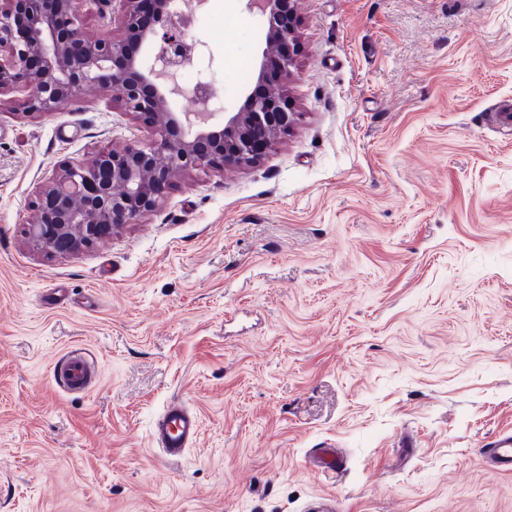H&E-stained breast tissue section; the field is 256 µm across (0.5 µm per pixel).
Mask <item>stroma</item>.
<instances>
[{"label": "stroma", "instance_id": "1", "mask_svg": "<svg viewBox=\"0 0 512 512\" xmlns=\"http://www.w3.org/2000/svg\"><path fill=\"white\" fill-rule=\"evenodd\" d=\"M295 8L290 129L70 256L25 235L37 189L151 130L92 88L35 118L0 94V512H512L478 465L512 429V0ZM208 9L189 68L235 112L266 20ZM72 349L90 393L52 379ZM174 400L201 432L171 464ZM196 412L181 404L167 406L156 420L152 438L167 462L180 460L191 448L199 434Z\"/></svg>", "mask_w": 512, "mask_h": 512}]
</instances>
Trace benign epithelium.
I'll return each mask as SVG.
<instances>
[{
	"label": "benign epithelium",
	"instance_id": "7a95c632",
	"mask_svg": "<svg viewBox=\"0 0 512 512\" xmlns=\"http://www.w3.org/2000/svg\"><path fill=\"white\" fill-rule=\"evenodd\" d=\"M89 2L0 3V93H23L28 115L34 116L72 104L80 87L95 85L153 129L150 142L69 163L39 188L26 235L58 255L72 254L155 211L179 177L255 164L295 116L281 88L269 85L249 93L239 111L213 127L219 107L207 81L201 82L206 92H195L200 111H171L153 80L175 78L193 58L181 33L179 0H156V20L148 27L139 21L141 0H112V10L99 12L98 19L105 29L123 25L121 38L80 34ZM246 7L266 17L271 44H288L286 52L263 54L257 82L264 83L271 68L289 76L302 54L292 0H246ZM132 37L151 44L148 58L129 55Z\"/></svg>",
	"mask_w": 512,
	"mask_h": 512
}]
</instances>
